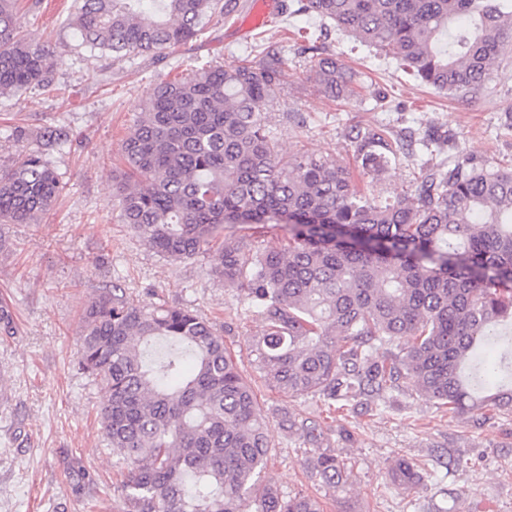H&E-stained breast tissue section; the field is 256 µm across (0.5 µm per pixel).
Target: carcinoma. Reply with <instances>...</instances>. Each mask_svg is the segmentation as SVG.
<instances>
[{"mask_svg":"<svg viewBox=\"0 0 512 512\" xmlns=\"http://www.w3.org/2000/svg\"><path fill=\"white\" fill-rule=\"evenodd\" d=\"M232 0H76L82 44L117 58L173 50ZM396 58L418 83L469 93L512 46V0H299ZM205 65L156 84L112 171L119 218L148 249L192 259L218 242L214 273L245 291L264 323L255 362L289 395L350 401L405 383L453 412L512 410V169L456 163L424 177L413 198L377 203L341 163L279 157L263 105L281 60ZM52 55L20 31L16 0H0V91L50 84ZM309 72L331 98L357 75L332 54ZM361 148L362 166L388 157ZM61 190L40 151L0 171V221L31 224ZM284 231L254 249L227 228ZM79 365L107 389L100 420L128 467L126 512H322L304 493L265 481L266 422L224 336L191 310L144 307L120 288L82 316ZM313 469L338 488L345 460L315 449ZM392 481L412 490L406 459Z\"/></svg>","mask_w":512,"mask_h":512,"instance_id":"obj_1","label":"carcinoma"}]
</instances>
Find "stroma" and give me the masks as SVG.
I'll return each instance as SVG.
<instances>
[{
  "label": "stroma",
  "instance_id": "1",
  "mask_svg": "<svg viewBox=\"0 0 512 512\" xmlns=\"http://www.w3.org/2000/svg\"><path fill=\"white\" fill-rule=\"evenodd\" d=\"M235 3L229 18H215L173 51L118 59L83 47L71 24L73 0H18L25 37L56 55L51 88L0 93V165L43 150L62 190L36 223L0 224V306L17 326L15 335H0V512H125L127 471L98 418L106 394L80 369L78 353L84 307L114 283L140 304L183 307L223 330L266 419L264 476L283 495L316 496L323 512H465L482 502L512 512V412L449 413L407 385L340 411L322 396L271 388L253 352L261 318L243 291L213 274L215 254L184 261L156 255L120 223L112 201V169L150 88L206 64L258 60L268 45L283 61L282 83L264 105L281 157L336 159L378 201L414 196L426 171L466 158L510 168L512 49L492 62L482 88L446 96L327 21L279 14L237 38L233 30L253 0ZM298 27L325 30L319 48L361 72L358 99L318 90ZM55 129L67 144L44 148V133ZM359 132L388 144L382 172L362 168ZM286 416L295 428L282 427ZM316 447L341 454L352 470L347 484L333 489L315 474L309 459ZM400 458L423 473L418 489L391 482Z\"/></svg>",
  "mask_w": 512,
  "mask_h": 512
}]
</instances>
